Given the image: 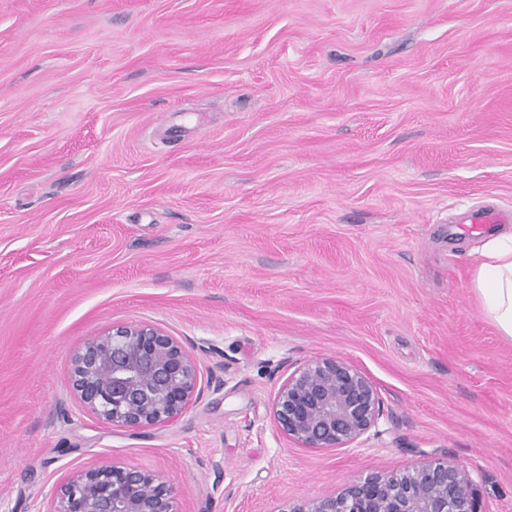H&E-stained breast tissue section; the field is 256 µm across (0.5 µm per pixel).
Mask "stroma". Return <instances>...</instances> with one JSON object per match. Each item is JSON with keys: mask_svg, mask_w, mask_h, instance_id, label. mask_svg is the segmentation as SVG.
Listing matches in <instances>:
<instances>
[{"mask_svg": "<svg viewBox=\"0 0 512 512\" xmlns=\"http://www.w3.org/2000/svg\"><path fill=\"white\" fill-rule=\"evenodd\" d=\"M512 0H0V512L102 463L182 512H284L463 466L512 512V342L472 290L512 234ZM151 324L195 358L175 422L117 427L75 352ZM339 355L380 400L343 448L276 426Z\"/></svg>", "mask_w": 512, "mask_h": 512, "instance_id": "obj_1", "label": "stroma"}]
</instances>
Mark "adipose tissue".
Wrapping results in <instances>:
<instances>
[{
  "label": "adipose tissue",
  "instance_id": "ef3b65f1",
  "mask_svg": "<svg viewBox=\"0 0 512 512\" xmlns=\"http://www.w3.org/2000/svg\"><path fill=\"white\" fill-rule=\"evenodd\" d=\"M472 288L484 316L512 341V236L485 244Z\"/></svg>",
  "mask_w": 512,
  "mask_h": 512
}]
</instances>
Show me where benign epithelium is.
<instances>
[{
  "mask_svg": "<svg viewBox=\"0 0 512 512\" xmlns=\"http://www.w3.org/2000/svg\"><path fill=\"white\" fill-rule=\"evenodd\" d=\"M72 384L91 413L121 427L177 420L201 392L196 361L181 342L151 324L119 325L73 357ZM273 418L305 448H342L380 414L370 380L339 355L291 372L272 401ZM37 512H181L171 486L146 470L101 464L62 480ZM285 512H479L474 481L453 463L427 460L400 473L371 474L339 493L303 500Z\"/></svg>",
  "mask_w": 512,
  "mask_h": 512,
  "instance_id": "benign-epithelium-1",
  "label": "benign epithelium"
}]
</instances>
